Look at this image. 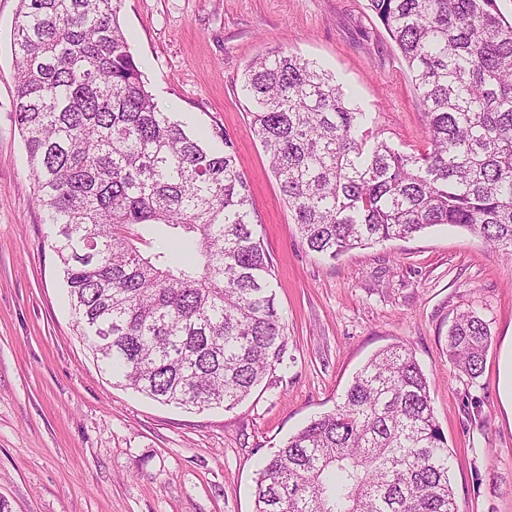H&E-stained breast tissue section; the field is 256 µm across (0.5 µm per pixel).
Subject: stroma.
<instances>
[{
  "label": "stroma",
  "instance_id": "stroma-1",
  "mask_svg": "<svg viewBox=\"0 0 512 512\" xmlns=\"http://www.w3.org/2000/svg\"><path fill=\"white\" fill-rule=\"evenodd\" d=\"M18 6L0 0V501L9 512H254L260 460L333 410L367 359L395 344L413 350L430 381L459 512H512V416L499 392L512 257L437 226L325 259L303 243L249 130L245 68L288 50L332 72L380 138L424 147L412 75L369 0H122L120 24L158 105L215 149L232 141L274 267L285 365L230 411L127 388L81 338L14 121ZM467 309L491 332L473 381L448 362V329Z\"/></svg>",
  "mask_w": 512,
  "mask_h": 512
}]
</instances>
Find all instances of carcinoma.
<instances>
[{
	"mask_svg": "<svg viewBox=\"0 0 512 512\" xmlns=\"http://www.w3.org/2000/svg\"><path fill=\"white\" fill-rule=\"evenodd\" d=\"M428 136L373 135L335 76L280 52L243 93L303 242L328 259L452 225L512 257V23L496 0H370ZM121 0H20L15 123L76 328L102 368L164 404L231 410L285 362L288 334L233 144L201 143L148 90ZM158 236L143 253L139 236ZM488 324L459 313L448 359L478 378ZM448 440L413 352L357 372L334 411L259 469L255 512H459Z\"/></svg>",
	"mask_w": 512,
	"mask_h": 512,
	"instance_id": "1",
	"label": "carcinoma"
}]
</instances>
